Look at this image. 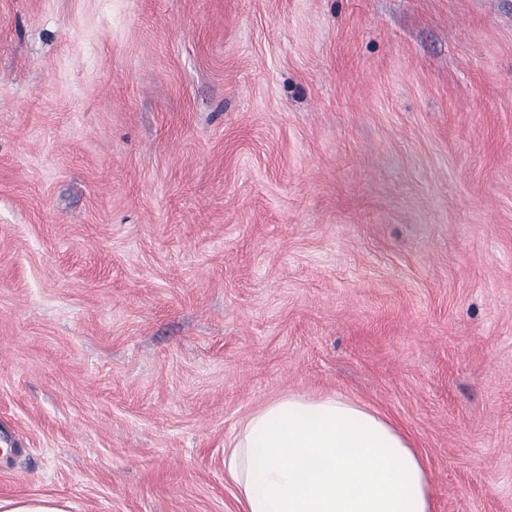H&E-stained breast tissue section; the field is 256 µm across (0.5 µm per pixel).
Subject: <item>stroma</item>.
Returning <instances> with one entry per match:
<instances>
[{"instance_id": "obj_1", "label": "stroma", "mask_w": 512, "mask_h": 512, "mask_svg": "<svg viewBox=\"0 0 512 512\" xmlns=\"http://www.w3.org/2000/svg\"><path fill=\"white\" fill-rule=\"evenodd\" d=\"M291 394L512 512V0H0V499L239 512Z\"/></svg>"}]
</instances>
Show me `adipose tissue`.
Returning <instances> with one entry per match:
<instances>
[{
    "label": "adipose tissue",
    "instance_id": "ef3b65f1",
    "mask_svg": "<svg viewBox=\"0 0 512 512\" xmlns=\"http://www.w3.org/2000/svg\"><path fill=\"white\" fill-rule=\"evenodd\" d=\"M241 512H432L427 471L389 422L336 395L252 414L224 456Z\"/></svg>",
    "mask_w": 512,
    "mask_h": 512
}]
</instances>
